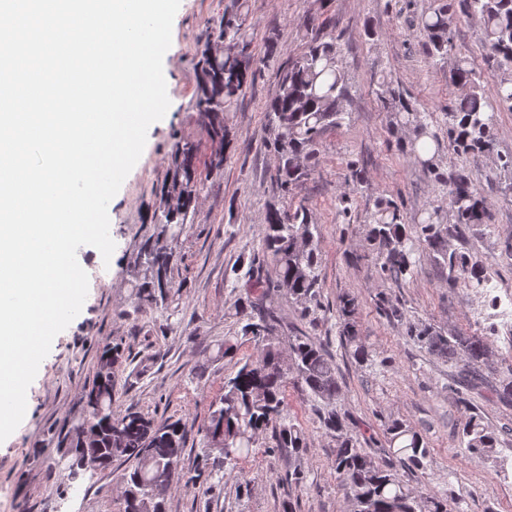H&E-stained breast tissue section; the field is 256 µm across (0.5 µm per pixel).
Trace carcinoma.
<instances>
[{
    "instance_id": "1",
    "label": "carcinoma",
    "mask_w": 512,
    "mask_h": 512,
    "mask_svg": "<svg viewBox=\"0 0 512 512\" xmlns=\"http://www.w3.org/2000/svg\"><path fill=\"white\" fill-rule=\"evenodd\" d=\"M459 13L480 19L483 44L500 69L488 91L471 57L451 55L453 23ZM247 21L248 6L245 0H238L224 9L197 53V87L191 109L197 112L213 144L207 162L213 171L224 167L229 114L236 109L252 76L254 57ZM302 27L304 45L280 65L277 88L264 107L265 146L276 158L271 179L285 195L311 178L323 135L341 126L348 115L343 105L347 77L334 28L318 22L315 16L305 18ZM418 28L425 36L428 58L435 65L450 62L448 81L462 90L445 109L449 142L462 155L494 153L495 112L503 104H512V0H438L418 17ZM379 87L378 99L393 117V128L405 132L402 150L414 156L423 169L435 173L455 219V224H445L442 211L432 206L409 226L401 205L377 198L367 217V239L376 246L381 270L396 282L405 279L413 272V255L425 247L448 267V287L488 295L487 270L464 253L448 251L451 231L488 223L485 200L464 171L446 178L436 172L439 139L432 130V113L419 107L390 80L382 79ZM204 187L195 145L176 141L169 174L153 213L154 223L162 225V230L145 239L134 259V266L148 272L135 288L138 301H164L175 288L171 277L175 254L168 238L186 232ZM263 227L262 252L253 254L242 284L245 297L238 298L236 305L241 334L253 344L254 353L237 361L235 375L224 382V391L209 404L208 415L197 430L205 448L202 461L214 454L217 463L236 465L253 454L259 435L269 430L271 449L288 453L292 460L285 479L302 482L300 453L308 443L288 410L286 391L291 383L301 391L303 401L316 412L325 434L334 442L331 468L352 512H450L448 499L424 496L403 480L401 471L418 469L429 457L423 435L399 420L389 421L391 460L385 464L377 461L367 449L358 447L357 438L349 432L336 405L340 393L336 363L324 346L303 332L284 338L277 335L281 319L274 296L279 288H286L302 303L304 317L312 321L321 307L319 247L308 207L302 201L286 208L271 207ZM268 254L277 269L274 280L264 274ZM336 314L342 344L350 349L356 363L368 362L370 351L357 336L354 299L340 297ZM407 336L430 353L460 364L462 372L473 379L492 368L488 344L482 336L446 334L431 326H410ZM119 359L117 351L103 350L92 385L83 398V414L67 424L60 443L71 448L69 468L74 478L87 470V462L96 463L99 470L109 468L118 459L133 462L124 476L122 512H128L132 502L137 512H167L165 499L153 495L154 485L181 482L195 486L215 472L207 473L203 466L193 470L182 466L187 431L180 422L157 424L129 408L118 409ZM462 437L471 458L489 456L500 443L499 434L485 426L477 414L465 422Z\"/></svg>"
}]
</instances>
